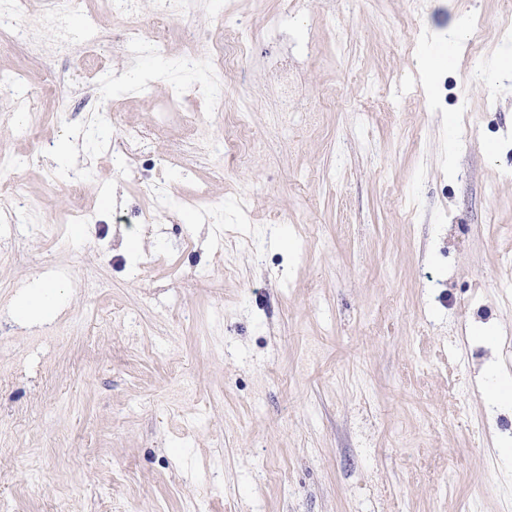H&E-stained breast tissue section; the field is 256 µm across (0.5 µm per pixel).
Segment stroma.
<instances>
[{
	"mask_svg": "<svg viewBox=\"0 0 512 512\" xmlns=\"http://www.w3.org/2000/svg\"><path fill=\"white\" fill-rule=\"evenodd\" d=\"M159 7L151 53L110 0H32L0 49L39 106L0 97V512H512V0ZM222 14L253 41L218 83ZM27 301L24 304V310L18 315L26 321L37 323L51 316L57 309L56 306L50 307V299L55 293L56 286H47L42 283L26 285Z\"/></svg>",
	"mask_w": 512,
	"mask_h": 512,
	"instance_id": "1",
	"label": "stroma"
}]
</instances>
